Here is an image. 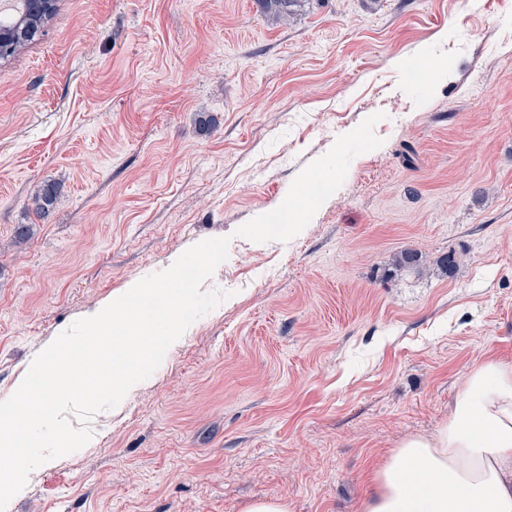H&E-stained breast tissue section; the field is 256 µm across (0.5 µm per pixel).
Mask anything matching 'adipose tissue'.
Wrapping results in <instances>:
<instances>
[{
	"label": "adipose tissue",
	"instance_id": "adipose-tissue-1",
	"mask_svg": "<svg viewBox=\"0 0 512 512\" xmlns=\"http://www.w3.org/2000/svg\"><path fill=\"white\" fill-rule=\"evenodd\" d=\"M358 512H512V362L473 367L438 431L373 469Z\"/></svg>",
	"mask_w": 512,
	"mask_h": 512
}]
</instances>
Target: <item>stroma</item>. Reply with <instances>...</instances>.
Segmentation results:
<instances>
[{
	"label": "stroma",
	"mask_w": 512,
	"mask_h": 512,
	"mask_svg": "<svg viewBox=\"0 0 512 512\" xmlns=\"http://www.w3.org/2000/svg\"><path fill=\"white\" fill-rule=\"evenodd\" d=\"M378 112L382 146L303 231L237 236ZM221 236L202 289L226 299L118 406L69 414L94 442L12 512H357L474 365L512 362V0H304L287 24L256 0H60L0 64V400L61 328ZM408 249L454 276L385 278Z\"/></svg>",
	"instance_id": "stroma-1"
}]
</instances>
